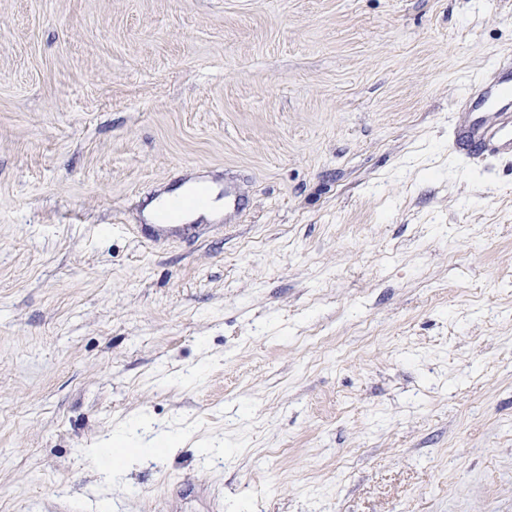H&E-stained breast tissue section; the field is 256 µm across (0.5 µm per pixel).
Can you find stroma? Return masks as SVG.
Masks as SVG:
<instances>
[{"label": "stroma", "mask_w": 512, "mask_h": 512, "mask_svg": "<svg viewBox=\"0 0 512 512\" xmlns=\"http://www.w3.org/2000/svg\"><path fill=\"white\" fill-rule=\"evenodd\" d=\"M504 56L512 0H0V512H512ZM457 107L465 113V138L475 151L512 157V63L474 81ZM222 224H141V233L136 235L142 245L152 247L161 242H176L181 236L196 232L202 226Z\"/></svg>", "instance_id": "1"}]
</instances>
